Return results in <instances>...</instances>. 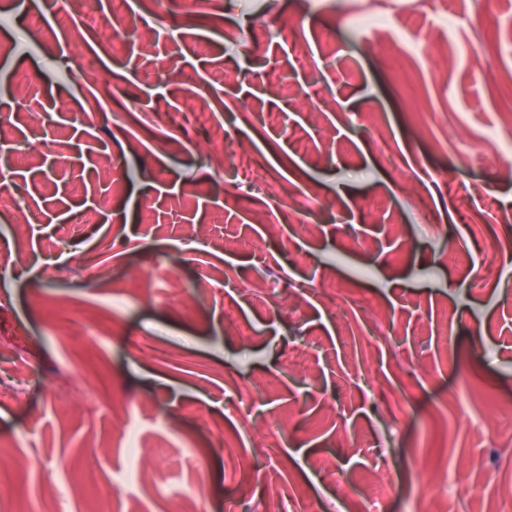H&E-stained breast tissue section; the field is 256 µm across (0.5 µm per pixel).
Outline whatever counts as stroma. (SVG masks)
<instances>
[{
    "label": "stroma",
    "instance_id": "stroma-1",
    "mask_svg": "<svg viewBox=\"0 0 512 512\" xmlns=\"http://www.w3.org/2000/svg\"><path fill=\"white\" fill-rule=\"evenodd\" d=\"M411 3L154 0L122 46L110 0H0V175L29 220L0 208V512H266L286 491L288 512H419L425 457L464 488L439 512H512L472 493L512 482V445L469 425L512 426V0ZM367 8L388 23L360 29ZM198 98L210 123L163 126ZM220 128L282 189L178 146ZM89 311L112 329L95 347Z\"/></svg>",
    "mask_w": 512,
    "mask_h": 512
}]
</instances>
